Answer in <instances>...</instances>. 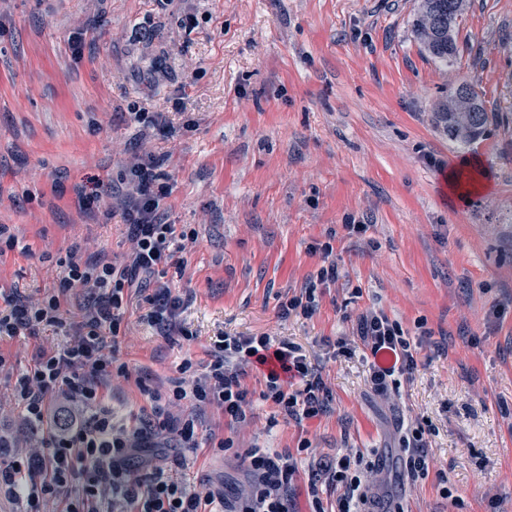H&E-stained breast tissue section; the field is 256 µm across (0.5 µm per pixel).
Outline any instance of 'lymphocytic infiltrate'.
<instances>
[{"label":"lymphocytic infiltrate","mask_w":512,"mask_h":512,"mask_svg":"<svg viewBox=\"0 0 512 512\" xmlns=\"http://www.w3.org/2000/svg\"><path fill=\"white\" fill-rule=\"evenodd\" d=\"M156 168V158L149 155L127 176L129 190L119 208L132 251L124 264L92 261L75 248L57 275L53 294L37 300L12 294L0 300V339L23 332L37 337L49 328L72 329L64 346L38 350L32 365L23 370H15L9 355L0 352V375L12 377L27 422L43 432L42 451L25 455L14 453L12 440L0 436V491L21 498L23 512H43L50 500L59 502L62 512H109L112 503L122 512H288V489L296 472L290 454L246 449L254 483L246 497L231 503L216 501L209 492L189 491L172 480L164 466L133 468L131 459L158 447L168 435L181 447L196 448L194 418L175 413L186 404L216 407L233 425L245 422L255 397L243 383L246 363L263 368L264 387L257 397L272 403L284 419L300 424L329 409L332 393L297 345L272 342L265 334L224 335L215 341L200 375H192L193 364L187 360L180 367L181 379L169 390L138 380L149 412L129 421L115 418L104 391L113 377L130 378L132 370L117 361L107 341L120 335L126 290H149L146 318L162 335L185 333L176 321L181 299L161 284L160 276L185 250L188 234L159 216L169 186L161 182ZM318 250L324 264L301 295L281 303L283 316L312 315L318 286L338 279L330 243L320 244ZM76 288L89 289L92 295L81 321L72 326L64 304ZM355 335L372 358L370 382L378 394H388L396 376L416 370L420 344L411 343L384 313L361 315ZM361 465V455L350 452L319 463L308 479L309 495L319 497L324 487L334 486L341 490L336 512H374Z\"/></svg>","instance_id":"1"}]
</instances>
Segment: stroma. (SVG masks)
<instances>
[{
    "instance_id": "35a3bbf8",
    "label": "stroma",
    "mask_w": 512,
    "mask_h": 512,
    "mask_svg": "<svg viewBox=\"0 0 512 512\" xmlns=\"http://www.w3.org/2000/svg\"><path fill=\"white\" fill-rule=\"evenodd\" d=\"M468 2L446 67L414 37L416 0H0V224L22 242L0 256V293L52 292L76 245L124 262L111 192L151 155L171 187L165 220L196 238L164 277L193 338L161 335L134 289L116 357L167 385L218 336L265 333L301 346L332 391L330 411L300 427L260 401L234 428L198 410L199 447L172 468L190 491L244 492L241 453L257 445L293 454L291 510L314 512L309 473L354 448L389 458L372 479L400 512H512V0ZM464 80L489 114L467 146L432 117ZM136 112L166 123L142 140ZM355 221L367 231L349 233ZM326 241L338 280L312 316L281 317ZM369 310L423 344L390 399L353 336ZM66 341L48 330L0 351L24 369ZM137 378L113 381L115 413H140ZM11 390L1 377L0 433L36 445ZM401 422L429 444L426 475L407 482Z\"/></svg>"
}]
</instances>
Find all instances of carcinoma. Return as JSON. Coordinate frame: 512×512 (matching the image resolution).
Masks as SVG:
<instances>
[{
	"label": "carcinoma",
	"instance_id": "1",
	"mask_svg": "<svg viewBox=\"0 0 512 512\" xmlns=\"http://www.w3.org/2000/svg\"><path fill=\"white\" fill-rule=\"evenodd\" d=\"M466 8V0H420L414 20V34L424 51L434 60L448 64L456 58L457 44L454 30ZM474 111L453 112L449 109V98L455 90L448 92V99L434 105L432 112L438 127L449 139L469 144L477 140L489 121L481 94L471 83L466 84Z\"/></svg>",
	"mask_w": 512,
	"mask_h": 512
}]
</instances>
